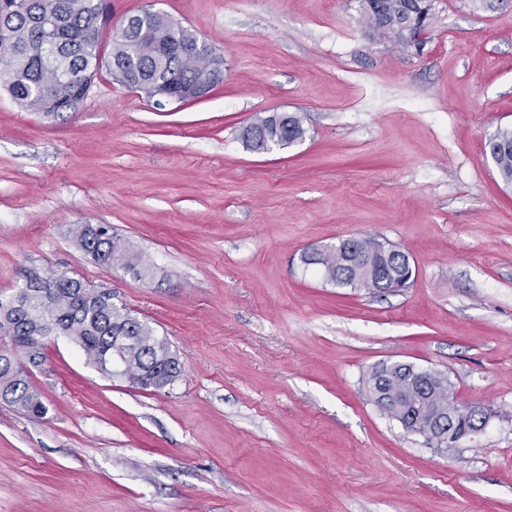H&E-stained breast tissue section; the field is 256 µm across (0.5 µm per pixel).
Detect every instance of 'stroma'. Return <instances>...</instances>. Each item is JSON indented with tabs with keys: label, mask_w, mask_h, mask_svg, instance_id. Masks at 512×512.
I'll use <instances>...</instances> for the list:
<instances>
[{
	"label": "stroma",
	"mask_w": 512,
	"mask_h": 512,
	"mask_svg": "<svg viewBox=\"0 0 512 512\" xmlns=\"http://www.w3.org/2000/svg\"><path fill=\"white\" fill-rule=\"evenodd\" d=\"M224 57L200 101L155 109L97 73L47 118L0 86V300L30 273L112 293L167 339L182 374L143 390L50 337L31 383L48 412L0 402V512H512V186L484 143L512 127V0H432L423 41L362 0H109ZM267 112L306 136L269 153ZM107 224L153 264L95 262L73 230ZM371 236L410 287L326 282L302 254ZM448 377L492 417L440 452L371 402L364 373ZM273 113L258 115L252 123L241 129L239 137L246 149L259 153L265 152L267 140L277 139V135H285L289 137V141L304 139L306 129L299 115L288 113V124H284Z\"/></svg>",
	"instance_id": "35a3bbf8"
}]
</instances>
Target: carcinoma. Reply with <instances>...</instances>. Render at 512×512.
<instances>
[{"mask_svg":"<svg viewBox=\"0 0 512 512\" xmlns=\"http://www.w3.org/2000/svg\"><path fill=\"white\" fill-rule=\"evenodd\" d=\"M420 0H383L385 12L383 32L402 40L401 28L408 22L407 5ZM109 18L105 0H0V84L13 99L31 112L59 116L75 112L81 104L83 85L80 75L102 59L101 43L107 34ZM60 47L57 67L63 78L48 82L41 44L47 29ZM195 34L163 15L129 17L125 29L113 39L108 66L124 70L130 78L128 87L151 96L153 81L161 76L174 86L205 84L215 87L224 79V66H205L190 54H172L167 47L175 42L194 43ZM285 135L301 141L306 135L302 118L288 114V123L273 113L258 115L243 127L239 137L246 149L262 153L267 141ZM489 142L498 146L491 155L498 177L512 184V128L497 129ZM77 244L97 262L118 265L145 278L154 267L141 256L128 252L121 239L103 230L91 236L90 225L75 232ZM318 265L326 281L339 287H362L374 293L391 288H406L402 282L407 263L392 255L390 261L373 254L355 271L343 264V257L334 246L323 250L317 259L304 260ZM28 287L19 288L5 303L0 301V335L8 344L0 348V400L17 409L41 417L47 408L32 387L28 373L16 358L23 354L32 366L43 358L45 342L50 336H68L80 348L86 361L102 374L104 355L120 336H135L141 348L127 352L124 375L130 383L149 388L147 379L154 372L165 375L173 384L182 373L177 355L166 339L133 316L130 311L112 302V292L91 294L85 283L66 275L27 278ZM405 379L399 368L381 370L374 367L363 376L370 389L378 388L390 395L407 394L417 398L428 393L433 404L448 405L452 386L448 377L437 373L419 387L401 386Z\"/></svg>","mask_w":512,"mask_h":512,"instance_id":"cac0c4a2","label":"carcinoma"}]
</instances>
